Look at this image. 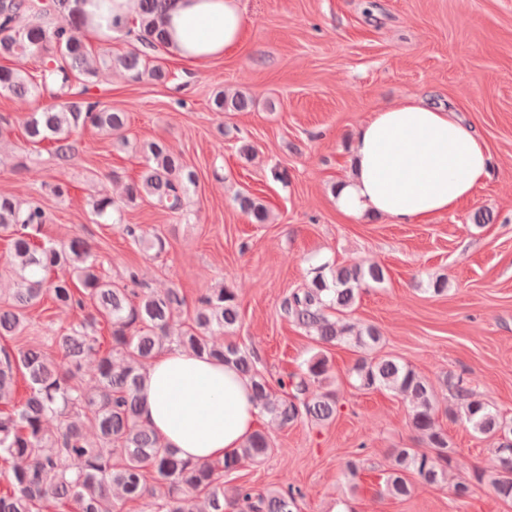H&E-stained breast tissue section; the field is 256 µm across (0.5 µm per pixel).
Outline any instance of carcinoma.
<instances>
[{"label":"carcinoma","mask_w":512,"mask_h":512,"mask_svg":"<svg viewBox=\"0 0 512 512\" xmlns=\"http://www.w3.org/2000/svg\"><path fill=\"white\" fill-rule=\"evenodd\" d=\"M91 3L99 10L108 0H0V59L32 57L40 61L38 74L0 65V94L21 101H39L49 94L54 102L37 107L23 122L26 140L48 144L59 169L73 153L72 135L92 127L120 134L127 113L71 92L74 79L89 83L101 68L123 71L130 80L143 77L156 82L168 78L160 64L146 59L164 48L166 31L160 24L164 0H136V7L120 27L136 31L139 46L122 53L109 47L95 51L86 42L87 17L71 8L75 2ZM218 112H246L249 97H231L220 91L213 99ZM145 164L138 180L126 185L117 200L101 189L91 207L100 218H110L124 207L144 199L172 212L184 211L189 187L197 175L170 147L158 140L144 146ZM239 207L256 224L267 220L264 206L249 195L239 197ZM48 222L36 201L22 202L0 194V235L9 238V273L13 288L0 302V337L21 336L29 326V314L45 299L58 308L91 307L84 320L66 333L48 337V345H33L16 351L0 348V402L14 400L17 375L28 385L27 397L12 412L0 415V461L11 489L0 494V512H39L66 503L75 512H114L112 488L121 489L131 502L151 499L159 512H193L189 498L202 499L200 512H230L239 506L245 512H298L300 491L292 484L256 493L246 485L224 494V475L244 463H260L272 452V442L255 431L239 451L222 460L193 463L180 458L172 448L140 423V381L146 364L164 347L177 345L233 364L250 377L260 411L286 427L302 416L326 422L336 415V396L326 388L330 365L318 351L307 361V376L298 381H270L254 366V357L238 344L216 346L210 336L232 332L239 320L233 289H211L198 299L192 322L175 325L185 305L179 290H155L129 275L133 287L107 280L89 242L74 236L64 243L38 239ZM119 230L146 251L160 254L165 239L147 235L131 224ZM383 267L376 262L338 267L328 281L317 272L311 285L284 298L285 316L306 329L317 343H349L361 352L349 371L360 390L387 389L410 406L409 425L424 440L429 451L398 448L385 479L386 493L395 499L410 496L414 475L427 484L447 478L456 449L438 422L432 382L376 347L381 335L373 326L356 329L339 326L329 315L346 314L368 282L384 281ZM110 330L111 347L104 351L98 335L100 324ZM97 360L95 382L81 381L82 362ZM448 394L457 403L473 431L495 437L499 469L490 480L495 495L512 502V421L466 388L463 379L444 380ZM56 421V430L46 422ZM77 461L71 466L70 461Z\"/></svg>","instance_id":"carcinoma-1"}]
</instances>
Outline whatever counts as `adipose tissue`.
<instances>
[{
    "label": "adipose tissue",
    "mask_w": 512,
    "mask_h": 512,
    "mask_svg": "<svg viewBox=\"0 0 512 512\" xmlns=\"http://www.w3.org/2000/svg\"><path fill=\"white\" fill-rule=\"evenodd\" d=\"M163 26L168 54L202 62L237 47L245 20L239 0H168ZM491 165L486 143L453 112L403 99L357 128L350 173L336 187V208L352 218L425 223L471 198ZM140 389L141 423L186 460L238 451L260 414L248 377L182 347L155 356Z\"/></svg>",
    "instance_id": "obj_1"
}]
</instances>
